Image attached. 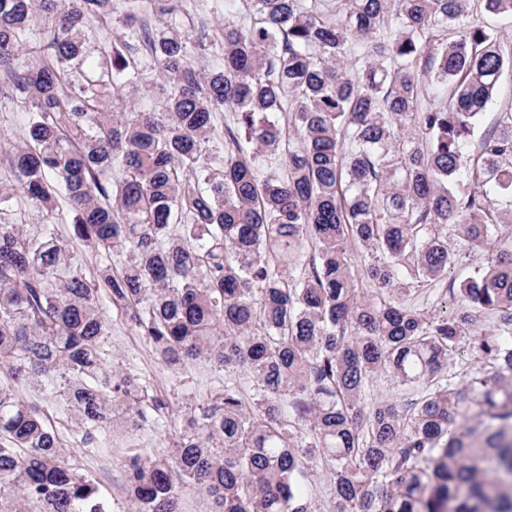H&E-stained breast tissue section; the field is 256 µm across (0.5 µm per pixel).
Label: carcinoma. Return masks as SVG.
<instances>
[{"label":"carcinoma","mask_w":512,"mask_h":512,"mask_svg":"<svg viewBox=\"0 0 512 512\" xmlns=\"http://www.w3.org/2000/svg\"><path fill=\"white\" fill-rule=\"evenodd\" d=\"M321 2L236 0L242 23L190 39L183 0H0V101L30 116L0 144V211L62 195L103 257L88 277L51 225L0 222V512H111L19 385L83 447L128 449L130 512H179L190 488L205 512H314L319 475L329 512H512V114L466 153L512 51L470 0ZM99 24L123 36L96 45ZM148 60L163 110L119 109ZM450 224L488 259L435 317L408 296L448 278ZM103 294L161 364L252 393L229 378L176 408L112 369ZM380 372L410 400L377 393ZM163 418L164 447L141 448Z\"/></svg>","instance_id":"1"}]
</instances>
